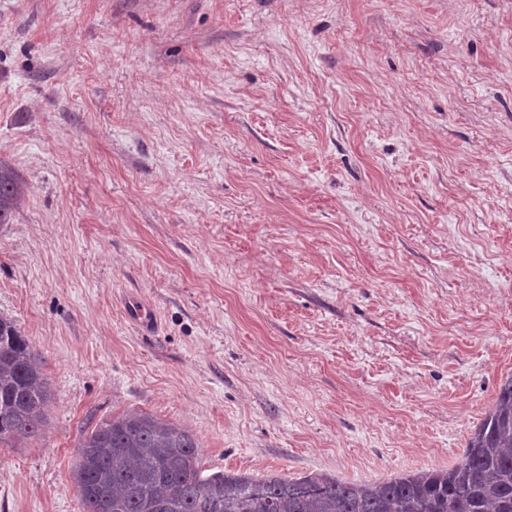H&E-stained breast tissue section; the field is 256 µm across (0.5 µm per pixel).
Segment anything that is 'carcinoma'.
<instances>
[{
	"label": "carcinoma",
	"mask_w": 512,
	"mask_h": 512,
	"mask_svg": "<svg viewBox=\"0 0 512 512\" xmlns=\"http://www.w3.org/2000/svg\"><path fill=\"white\" fill-rule=\"evenodd\" d=\"M23 195L0 162V224L12 223ZM50 400L41 354L0 316V446L40 436ZM75 447L82 512H512V375L447 469L382 481L207 473L193 431L137 409L98 420Z\"/></svg>",
	"instance_id": "carcinoma-1"
}]
</instances>
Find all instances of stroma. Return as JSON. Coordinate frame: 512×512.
Here are the masks:
<instances>
[{
    "label": "stroma",
    "mask_w": 512,
    "mask_h": 512,
    "mask_svg": "<svg viewBox=\"0 0 512 512\" xmlns=\"http://www.w3.org/2000/svg\"><path fill=\"white\" fill-rule=\"evenodd\" d=\"M1 160L52 400L0 512H80L130 408L216 471L444 469L512 374V0H0ZM23 195V186L15 172L0 162V224L12 223ZM129 320L140 330L149 331L157 326V317L152 305L147 301H140L135 306H128Z\"/></svg>",
    "instance_id": "stroma-1"
}]
</instances>
